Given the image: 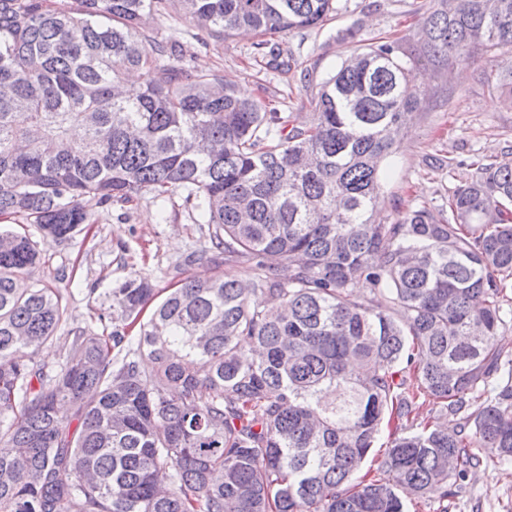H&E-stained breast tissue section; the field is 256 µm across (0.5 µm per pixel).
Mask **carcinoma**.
<instances>
[{
	"label": "carcinoma",
	"mask_w": 512,
	"mask_h": 512,
	"mask_svg": "<svg viewBox=\"0 0 512 512\" xmlns=\"http://www.w3.org/2000/svg\"><path fill=\"white\" fill-rule=\"evenodd\" d=\"M340 0H0V220L68 240L112 201L183 195L210 246L252 277L113 288L112 332L34 351L68 318L41 257L0 225V512H405L512 464V370L497 347L512 288V160L474 162L448 208L377 221L384 162L429 93L420 57L512 50V0H433L416 52L384 37L342 61L314 112H276L217 72L240 30L316 27ZM130 70L164 80L127 87ZM364 287L368 298L354 289ZM410 368L417 385L402 376ZM494 395L480 401L490 381ZM461 416L448 432L444 414ZM392 437L363 471L383 428Z\"/></svg>",
	"instance_id": "1"
}]
</instances>
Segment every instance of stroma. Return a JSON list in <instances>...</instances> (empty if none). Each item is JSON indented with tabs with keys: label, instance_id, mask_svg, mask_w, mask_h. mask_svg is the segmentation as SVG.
Segmentation results:
<instances>
[{
	"label": "stroma",
	"instance_id": "obj_1",
	"mask_svg": "<svg viewBox=\"0 0 512 512\" xmlns=\"http://www.w3.org/2000/svg\"><path fill=\"white\" fill-rule=\"evenodd\" d=\"M346 9L324 25L274 34L287 49L289 65L272 68L254 60L253 36L236 34L221 49L205 48L190 26L170 18L159 28L172 33L183 56L197 72L220 71L244 96H263L280 112L312 111L319 84L342 60L377 37H390L405 49L420 46L421 29L430 0H342ZM512 69V54L475 52L452 68L437 70L423 62L421 72L430 97L403 143L386 163L382 181L381 217L393 219L411 204L438 210L449 194L472 177L477 160L492 162L512 154V104L500 84ZM27 230L42 257L35 279L62 292L69 319L57 340L37 349L38 363L54 368L65 353L63 339L85 328L105 293L116 283L138 274L150 277L157 289L184 279L228 277L245 279L251 266L225 262L212 252L209 262L183 266L184 257L208 244V232L193 223L183 200L172 213L160 216L149 196L131 203L112 202L98 223L74 238L57 241ZM409 512H512V466L479 469L450 497L447 507L433 501L408 502Z\"/></svg>",
	"mask_w": 512,
	"mask_h": 512
}]
</instances>
